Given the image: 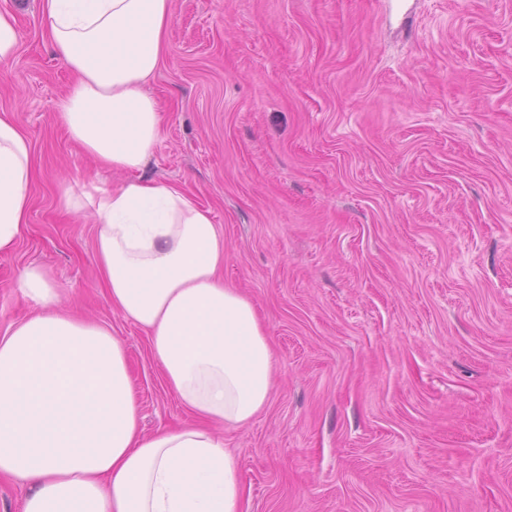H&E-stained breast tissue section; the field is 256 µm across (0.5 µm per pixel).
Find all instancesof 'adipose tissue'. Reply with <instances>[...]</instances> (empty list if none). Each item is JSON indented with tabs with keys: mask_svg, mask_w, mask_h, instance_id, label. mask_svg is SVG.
<instances>
[{
	"mask_svg": "<svg viewBox=\"0 0 512 512\" xmlns=\"http://www.w3.org/2000/svg\"><path fill=\"white\" fill-rule=\"evenodd\" d=\"M40 11L75 76L59 123L123 175L107 189L63 185L61 199L93 215L108 299L146 329L193 421L144 434L123 340L63 311L48 276L27 268L17 288L35 310L0 337V475L25 483L22 512H243L239 467L215 428L248 424L268 404L272 347L253 302L221 275L211 209L144 174L163 136L147 83L173 0H40ZM33 177L32 145L0 111V258L17 249Z\"/></svg>",
	"mask_w": 512,
	"mask_h": 512,
	"instance_id": "ef3b65f1",
	"label": "adipose tissue"
}]
</instances>
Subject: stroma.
<instances>
[{"instance_id": "1", "label": "stroma", "mask_w": 512, "mask_h": 512, "mask_svg": "<svg viewBox=\"0 0 512 512\" xmlns=\"http://www.w3.org/2000/svg\"><path fill=\"white\" fill-rule=\"evenodd\" d=\"M0 110L30 138L28 222L0 259V336L45 271L125 342L145 433L189 423L146 330L113 310L94 226L62 182L105 188L56 118L72 80L38 0ZM174 0L150 91L149 176L224 231V281L274 352L267 406L221 430L245 512H512V0Z\"/></svg>"}]
</instances>
